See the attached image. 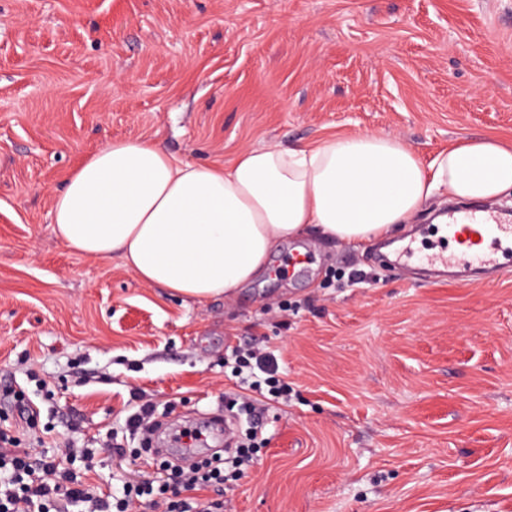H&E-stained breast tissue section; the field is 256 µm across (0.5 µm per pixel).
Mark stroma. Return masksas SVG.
<instances>
[{"label":"stroma","instance_id":"35a3bbf8","mask_svg":"<svg viewBox=\"0 0 512 512\" xmlns=\"http://www.w3.org/2000/svg\"><path fill=\"white\" fill-rule=\"evenodd\" d=\"M356 132L427 162L512 143V0H0V374L39 412L0 403V426L96 449L105 494L152 470L138 398L181 428L235 415L224 361L259 342L288 400L222 512H512V248L463 283L311 231L271 259L303 246L306 270L195 302L53 231V191L111 141L224 164ZM138 401L141 403L137 406V410L130 415L127 425L134 435L142 434L143 440L149 447L147 435L159 425V420L156 417L155 406L150 400H144L141 397L138 398Z\"/></svg>","mask_w":512,"mask_h":512}]
</instances>
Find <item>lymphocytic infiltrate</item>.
I'll return each mask as SVG.
<instances>
[{
    "mask_svg": "<svg viewBox=\"0 0 512 512\" xmlns=\"http://www.w3.org/2000/svg\"><path fill=\"white\" fill-rule=\"evenodd\" d=\"M232 372L243 393L240 410L249 428L233 448L189 464L166 457L155 458L156 474L125 481L120 493L92 491L71 463L83 459L92 470L87 449L61 448L56 456L33 454L20 447L10 430L0 429V512H129L133 503L150 505L156 512H221L222 502L202 497V490L223 489L238 480L253 464L262 433L263 399H279L288 392L276 357L266 349H234Z\"/></svg>",
    "mask_w": 512,
    "mask_h": 512,
    "instance_id": "1",
    "label": "lymphocytic infiltrate"
}]
</instances>
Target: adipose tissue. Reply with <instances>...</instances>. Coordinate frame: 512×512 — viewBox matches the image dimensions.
Wrapping results in <instances>:
<instances>
[{
  "label": "adipose tissue",
  "instance_id": "adipose-tissue-1",
  "mask_svg": "<svg viewBox=\"0 0 512 512\" xmlns=\"http://www.w3.org/2000/svg\"><path fill=\"white\" fill-rule=\"evenodd\" d=\"M512 191V145L455 142L431 162L370 132L312 146L246 148L227 165L177 160L153 140L112 141L52 194L56 236L119 256L139 281L195 301L261 276L282 241L315 230L357 245L394 235L431 196L492 202Z\"/></svg>",
  "mask_w": 512,
  "mask_h": 512
}]
</instances>
